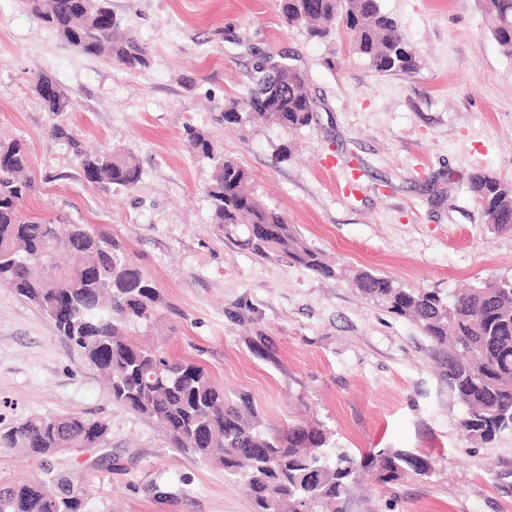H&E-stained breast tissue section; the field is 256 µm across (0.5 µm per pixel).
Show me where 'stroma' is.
<instances>
[{"mask_svg": "<svg viewBox=\"0 0 512 512\" xmlns=\"http://www.w3.org/2000/svg\"><path fill=\"white\" fill-rule=\"evenodd\" d=\"M380 4L422 60L413 76L376 73L346 33L318 41L286 27L275 0H112L151 51L137 73L61 41L23 0H0V138L28 147L30 216L104 226L148 273L163 305L132 336L249 392L275 426L327 429L362 461L382 448L430 458L423 476H365L348 512H512V434H463L445 350L349 278L225 240L206 198L213 166L182 138L187 124L211 134L336 267L451 295L512 278V232L486 224L469 189L477 171L512 180V54L474 0ZM256 53L306 72L311 127L224 126V100L244 91ZM41 73L72 98L66 118L84 145L135 157L134 188L86 180L72 151L50 139L54 117L33 90ZM69 413L106 420L105 443L41 462L0 448V481L68 472L89 512H253L241 484L115 404L47 316L0 286V428Z\"/></svg>", "mask_w": 512, "mask_h": 512, "instance_id": "1", "label": "stroma"}]
</instances>
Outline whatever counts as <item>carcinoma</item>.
I'll list each match as a JSON object with an SVG mask.
<instances>
[{
  "mask_svg": "<svg viewBox=\"0 0 512 512\" xmlns=\"http://www.w3.org/2000/svg\"><path fill=\"white\" fill-rule=\"evenodd\" d=\"M491 36L512 50V0H475ZM45 27L91 57H107L128 71L150 65V53L121 32L111 0H25ZM282 21L324 39L341 29L357 53L379 73L410 76L421 67L397 21L380 0H276ZM59 116L72 109L65 92L42 99ZM315 119L307 76L287 61L257 58L245 92L224 100V124L262 123L299 131ZM49 134L67 144L84 175L133 188L140 180L135 158L120 151L86 149L68 126ZM193 153L214 163L208 198L212 223L224 238L259 257H277L316 275L336 269L307 243L274 207L261 200L250 173L235 159L213 155L210 136L187 125ZM26 144L0 140V285L40 308L59 336L107 378L112 400L159 425L172 447L212 460L250 490L253 512H347L351 485L373 470L382 483L425 475L429 461L391 448L359 462L336 447L331 435L302 423L269 428L251 395L226 393L200 367L174 361L156 348L127 337L131 325L148 322L161 303L149 275L126 255L112 235L73 222L33 221L22 201L34 191L25 177ZM469 188L487 223L512 231V181L478 172ZM364 298L412 319L448 351V388L467 407L461 423L469 437L490 440L512 432V280L488 279L452 296L406 288L365 269L352 271ZM108 424L81 414L33 415L0 432L1 448H18L42 461L64 448L95 447ZM0 512H86L83 492L70 475L50 482L0 481Z\"/></svg>",
  "mask_w": 512,
  "mask_h": 512,
  "instance_id": "obj_1",
  "label": "carcinoma"
}]
</instances>
